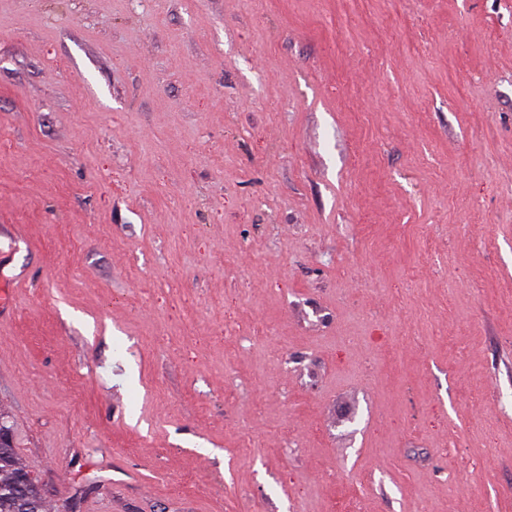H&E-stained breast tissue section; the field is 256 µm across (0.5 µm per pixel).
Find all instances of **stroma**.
Instances as JSON below:
<instances>
[{"label":"stroma","mask_w":512,"mask_h":512,"mask_svg":"<svg viewBox=\"0 0 512 512\" xmlns=\"http://www.w3.org/2000/svg\"><path fill=\"white\" fill-rule=\"evenodd\" d=\"M0 138L47 512H512V0H0Z\"/></svg>","instance_id":"1"}]
</instances>
